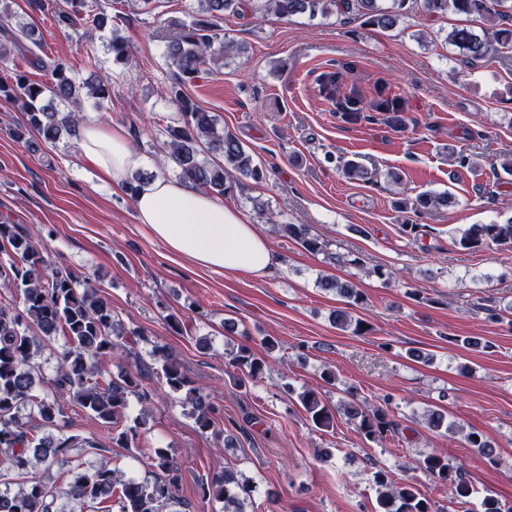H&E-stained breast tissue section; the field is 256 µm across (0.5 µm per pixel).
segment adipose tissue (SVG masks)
Returning a JSON list of instances; mask_svg holds the SVG:
<instances>
[{
    "label": "adipose tissue",
    "instance_id": "obj_1",
    "mask_svg": "<svg viewBox=\"0 0 512 512\" xmlns=\"http://www.w3.org/2000/svg\"><path fill=\"white\" fill-rule=\"evenodd\" d=\"M78 146L82 156L114 186L141 160L125 130L83 124ZM138 223L167 249L212 271L264 275L273 263L268 238L236 205L213 198L206 190L157 175L133 199Z\"/></svg>",
    "mask_w": 512,
    "mask_h": 512
}]
</instances>
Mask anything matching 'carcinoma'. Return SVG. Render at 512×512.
<instances>
[{
	"mask_svg": "<svg viewBox=\"0 0 512 512\" xmlns=\"http://www.w3.org/2000/svg\"><path fill=\"white\" fill-rule=\"evenodd\" d=\"M203 14L177 23L178 33L167 46V58L175 69L178 85L171 87L178 118L164 128L161 144L164 163L170 165L178 178L192 185L226 196L243 180L257 183L265 174L252 155L231 133L218 126L213 115L203 111L182 93L180 85L191 82L204 66L216 60L214 44L219 39L216 18L239 14L252 8L250 0H201ZM408 0H393L383 9L377 0H263V9L283 18L298 14L327 16L355 10L368 26L388 29L403 16ZM428 15H442L453 10L474 13L498 22L500 29L493 36H479L467 29H456L448 42L462 49L472 60H481L498 49H512V0H423ZM59 21L67 27L101 29L109 17L98 9L95 0H62L57 11ZM9 50L0 45V94L22 102L31 128L48 142L63 136L78 138L82 117L81 102L71 70L60 61L34 63L50 72L45 84L30 80L18 67L8 66ZM338 75H322V91L338 101L342 116L350 121L359 117L365 107L360 96L336 98ZM374 106L387 113V121L396 129L406 127L401 103L395 98L383 99ZM343 173L351 180L368 181L371 172L354 160L343 165ZM448 193L427 192L412 201L396 202L401 210L427 213L446 207ZM273 228L294 239L311 254L325 252L327 244L311 234L305 224H275ZM495 244L512 248V218L503 224H472L461 232L458 244L470 250ZM0 252L10 262L0 264V284L19 296L13 302L0 301V478L14 473L16 480L0 490V512H84V506L95 507L109 497L118 498L120 512H175L179 504L175 491L181 469L174 456L157 448L149 456L148 475L141 478L110 467L106 462L72 465L76 448H94L96 444L77 435L55 436L50 432L36 437L34 429L23 422L20 410L29 409L40 419L39 428H60L63 405L71 401L87 410L96 420L112 430V442L121 448H139L151 404L157 390L144 387L145 374L122 369L113 375L102 368L127 343V337L143 335L129 329L117 318L112 305L90 284H82L68 269H50L38 238L23 225L9 218L0 219ZM321 286L348 298V305L357 307L364 296L351 282L327 278ZM337 328L362 335L368 324L346 310L334 314ZM67 341L57 353L56 375L50 382V394L36 393L40 382V366L36 362L45 341L57 334ZM156 366L151 373L162 381L168 393L181 395V403L202 430L212 425L215 407L208 395L194 387L178 359L163 347L153 350ZM233 366L245 371V379L256 380L268 367L267 359L239 346L228 353ZM136 398L140 412L133 424L126 425L130 398ZM298 400L314 427L330 426L335 411L319 394L310 389L298 393ZM343 414L370 441L388 431L394 423L381 406L369 408L359 403H346ZM69 467L70 480L65 486L49 484L40 472L53 467ZM420 469L436 476L448 486L453 497L465 503L472 496L470 485L459 469L448 459L431 452L418 460ZM379 487L381 512H434L430 498L411 485H388L385 474L374 475ZM201 497L224 502V512H245L243 498L251 489L238 481L234 473L224 471L208 476L198 484Z\"/></svg>",
	"mask_w": 512,
	"mask_h": 512,
	"instance_id": "1",
	"label": "carcinoma"
}]
</instances>
